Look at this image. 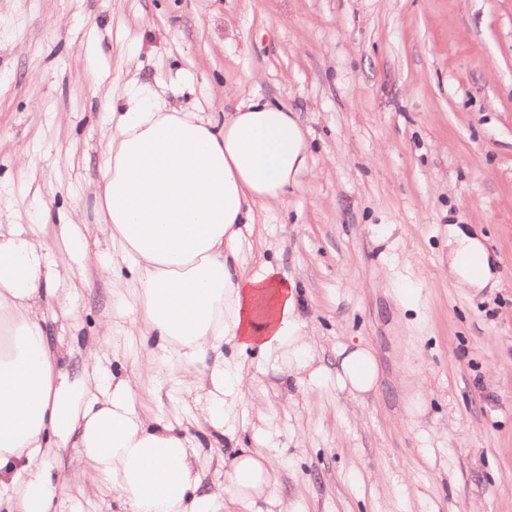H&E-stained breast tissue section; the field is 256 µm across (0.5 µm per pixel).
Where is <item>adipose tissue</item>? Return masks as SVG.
<instances>
[{
	"label": "adipose tissue",
	"mask_w": 512,
	"mask_h": 512,
	"mask_svg": "<svg viewBox=\"0 0 512 512\" xmlns=\"http://www.w3.org/2000/svg\"><path fill=\"white\" fill-rule=\"evenodd\" d=\"M95 196L112 246L104 264L79 225L60 237L81 266L128 292L137 310L126 335L141 348L139 377L102 367L101 340L87 349L84 374L70 378L61 347L51 346L43 310L61 307L76 273L53 261L45 241L18 224H0V512H56L60 494L77 481L51 462L75 448L84 470L102 482L126 512H213L216 499L249 504L267 499L275 482L265 456L229 460L215 493H200L201 450L227 432L228 396L248 374L225 346L255 348L306 370L314 342L301 329L294 287L272 266L248 274L237 244L257 209L285 205L307 168L309 144L296 113L279 102L252 99L225 118L170 105L164 92L129 79L107 108ZM482 268L471 276L463 255ZM493 260L478 237L448 227L450 274L471 288L492 277ZM336 385L361 401L377 391L371 349L336 352ZM166 370L190 419L170 422L139 410L140 377Z\"/></svg>",
	"instance_id": "obj_1"
}]
</instances>
